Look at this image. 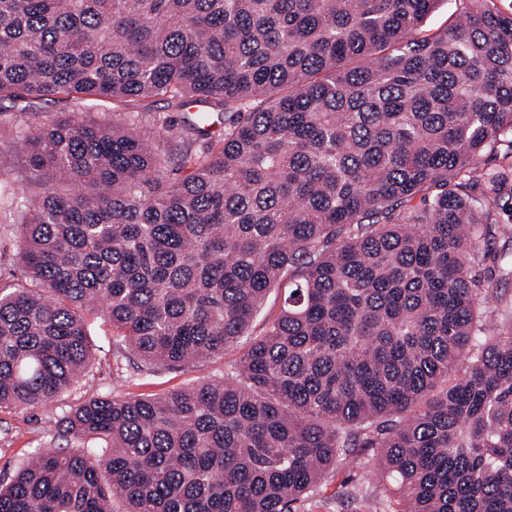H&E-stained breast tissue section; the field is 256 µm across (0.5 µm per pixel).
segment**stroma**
Listing matches in <instances>:
<instances>
[{
  "label": "stroma",
  "mask_w": 512,
  "mask_h": 512,
  "mask_svg": "<svg viewBox=\"0 0 512 512\" xmlns=\"http://www.w3.org/2000/svg\"><path fill=\"white\" fill-rule=\"evenodd\" d=\"M163 107V102L154 99L102 100L71 94L35 102L33 110L42 118L58 112H78L86 121L108 124L126 120L136 112H159ZM21 119V114L11 108L0 111V171L38 187L42 184L40 175L29 166L25 155L4 147ZM84 318L93 348V361L79 384L62 393L49 406L0 409V477L12 475L18 463L36 449L66 447V440L53 432V419L56 413L77 406L86 396L94 393L153 396L190 387L222 376L225 368L243 352L238 346L226 351L224 356L190 368L148 370L137 356L114 345L115 331L102 313L88 312ZM345 486L363 488L368 496L369 512H395L397 508L390 492L391 480L371 473L365 464L359 463L339 466L329 474L321 491L303 502L300 512H355L356 503L339 495Z\"/></svg>",
  "instance_id": "obj_1"
}]
</instances>
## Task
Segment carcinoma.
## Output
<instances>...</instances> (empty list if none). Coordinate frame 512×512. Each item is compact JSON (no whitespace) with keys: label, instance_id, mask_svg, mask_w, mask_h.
<instances>
[{"label":"carcinoma","instance_id":"obj_1","mask_svg":"<svg viewBox=\"0 0 512 512\" xmlns=\"http://www.w3.org/2000/svg\"><path fill=\"white\" fill-rule=\"evenodd\" d=\"M437 2L0 0V100L182 113L18 128L49 183L0 181L31 283L0 287V408L86 375L84 310L185 368L284 290L224 376L62 413L78 446L30 453L0 512H297L368 448L396 512H512V299L476 272L512 278L479 166L512 155V15L419 35ZM164 102L157 99L130 101L129 99H99L83 94L60 95L52 101L36 100L31 112L41 119L57 112H81L88 122L110 124L112 120L123 121L133 112H159L161 116H176L177 112H163Z\"/></svg>","mask_w":512,"mask_h":512}]
</instances>
